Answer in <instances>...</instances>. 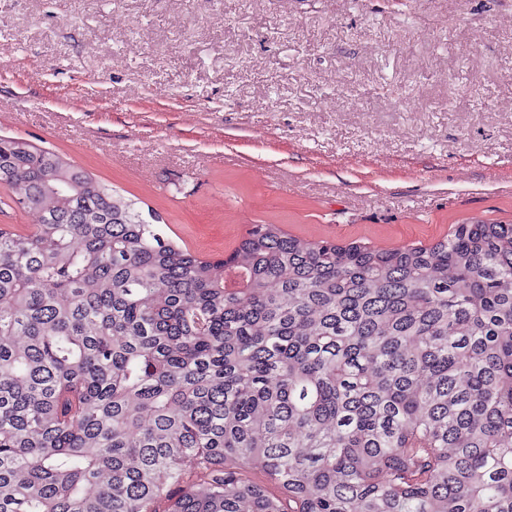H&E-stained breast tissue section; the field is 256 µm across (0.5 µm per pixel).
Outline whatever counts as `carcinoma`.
I'll return each instance as SVG.
<instances>
[{"label": "carcinoma", "instance_id": "1", "mask_svg": "<svg viewBox=\"0 0 512 512\" xmlns=\"http://www.w3.org/2000/svg\"><path fill=\"white\" fill-rule=\"evenodd\" d=\"M0 512H512V224L220 258L0 138ZM14 191L0 185V227L11 229L17 233L30 231L37 223V213L35 209L16 206L12 199Z\"/></svg>", "mask_w": 512, "mask_h": 512}]
</instances>
